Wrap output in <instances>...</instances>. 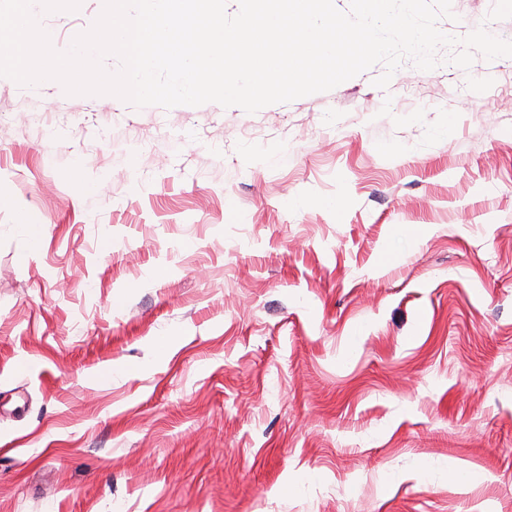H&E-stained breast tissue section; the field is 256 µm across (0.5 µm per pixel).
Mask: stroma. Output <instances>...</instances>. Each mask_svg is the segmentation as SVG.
Masks as SVG:
<instances>
[{
    "mask_svg": "<svg viewBox=\"0 0 512 512\" xmlns=\"http://www.w3.org/2000/svg\"><path fill=\"white\" fill-rule=\"evenodd\" d=\"M448 55L255 113L0 77V512H512V57Z\"/></svg>",
    "mask_w": 512,
    "mask_h": 512,
    "instance_id": "1",
    "label": "stroma"
}]
</instances>
